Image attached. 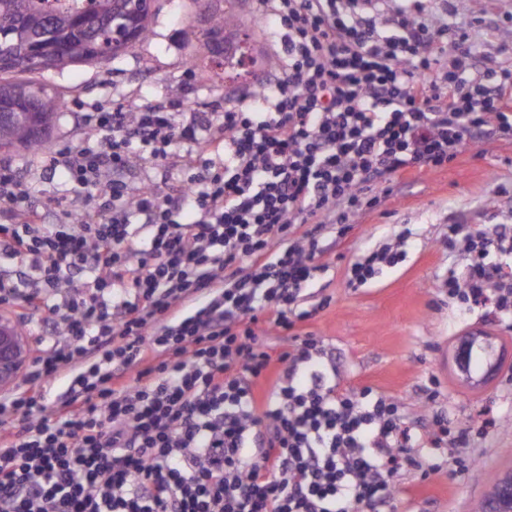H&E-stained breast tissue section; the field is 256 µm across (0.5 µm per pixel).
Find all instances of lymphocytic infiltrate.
Returning <instances> with one entry per match:
<instances>
[{"mask_svg":"<svg viewBox=\"0 0 512 512\" xmlns=\"http://www.w3.org/2000/svg\"><path fill=\"white\" fill-rule=\"evenodd\" d=\"M279 37L273 84L199 116L179 99L95 113L94 144L47 155L74 198L35 204L0 165V305L32 359L0 393V512H381L402 467L430 474L426 426L337 382L332 348L296 333L325 249L372 186L512 133V68L400 0H259ZM192 143L174 188L134 165ZM54 212L56 223L46 221ZM449 298L512 317V225L448 227ZM397 252L350 263L362 285ZM292 333L271 356L261 326ZM68 385L56 398L48 388Z\"/></svg>","mask_w":512,"mask_h":512,"instance_id":"1","label":"lymphocytic infiltrate"}]
</instances>
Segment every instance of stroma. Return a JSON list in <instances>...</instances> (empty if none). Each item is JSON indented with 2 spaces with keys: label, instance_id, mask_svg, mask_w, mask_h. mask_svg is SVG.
Listing matches in <instances>:
<instances>
[{
  "label": "stroma",
  "instance_id": "1",
  "mask_svg": "<svg viewBox=\"0 0 512 512\" xmlns=\"http://www.w3.org/2000/svg\"><path fill=\"white\" fill-rule=\"evenodd\" d=\"M456 5L449 20L487 44L502 65L512 66V54L499 50L512 33V0ZM209 6L210 0H152L151 34L134 52L30 74V81L68 101L42 153L94 141L97 132L82 122L84 113L162 101L174 85L187 111L202 115L223 111L226 98L247 90L246 76L224 80L211 72L202 37ZM225 8L247 22L254 55L270 67V19L259 15L255 0H227ZM42 153L0 150V165L17 167L37 202L66 189L61 176L43 173ZM372 194L377 204L363 206L348 235L329 244L309 291L312 299L327 296L331 303L303 329L335 346L341 390L369 386L394 398L410 425L440 411L448 416V439L438 450L446 461L443 470H399L392 512H474L499 477L512 471V322L490 309L469 312L449 300L442 279L448 268L464 269L467 256L449 252L445 241L452 224L475 231L512 225V134L467 144L447 166L397 177ZM405 230L410 236L402 244L398 235ZM397 244L403 251L397 265L363 286L347 287L348 264L359 251ZM471 336L491 343L499 362L497 374L481 385L467 379L456 361L461 341ZM431 380L438 394L427 406L421 388ZM461 432L469 439L463 448L455 442Z\"/></svg>",
  "mask_w": 512,
  "mask_h": 512
}]
</instances>
